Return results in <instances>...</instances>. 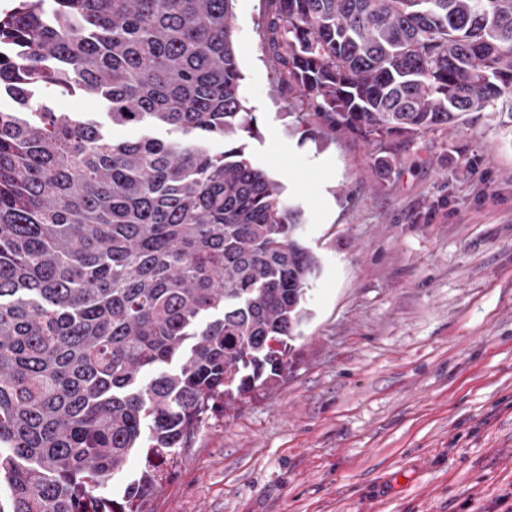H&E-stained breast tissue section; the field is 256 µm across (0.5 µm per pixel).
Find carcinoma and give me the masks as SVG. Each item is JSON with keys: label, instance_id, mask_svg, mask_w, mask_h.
<instances>
[{"label": "carcinoma", "instance_id": "cac0c4a2", "mask_svg": "<svg viewBox=\"0 0 512 512\" xmlns=\"http://www.w3.org/2000/svg\"><path fill=\"white\" fill-rule=\"evenodd\" d=\"M233 2L0 14V512H143L208 417L290 372L319 259L241 143ZM268 2L302 135L385 170L512 89V0ZM49 89L166 136L116 141ZM133 452L121 499L95 495ZM53 103L58 112H107L105 106H91L79 94H55Z\"/></svg>", "mask_w": 512, "mask_h": 512}]
</instances>
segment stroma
<instances>
[{
    "instance_id": "obj_1",
    "label": "stroma",
    "mask_w": 512,
    "mask_h": 512,
    "mask_svg": "<svg viewBox=\"0 0 512 512\" xmlns=\"http://www.w3.org/2000/svg\"><path fill=\"white\" fill-rule=\"evenodd\" d=\"M267 0H235L257 137L246 153L302 210L312 318L281 384L216 413L147 512H502L512 496V90L374 149L295 129ZM332 214L323 217L322 203Z\"/></svg>"
}]
</instances>
